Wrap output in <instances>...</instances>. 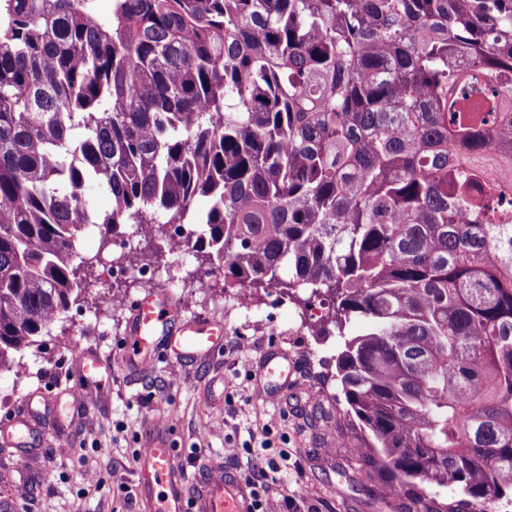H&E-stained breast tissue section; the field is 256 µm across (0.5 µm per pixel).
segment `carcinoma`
<instances>
[{"mask_svg":"<svg viewBox=\"0 0 512 512\" xmlns=\"http://www.w3.org/2000/svg\"><path fill=\"white\" fill-rule=\"evenodd\" d=\"M93 3L0 0V371L84 289L88 226L165 238L203 197L224 287L347 337L382 500L512 496V0Z\"/></svg>","mask_w":512,"mask_h":512,"instance_id":"obj_1","label":"carcinoma"}]
</instances>
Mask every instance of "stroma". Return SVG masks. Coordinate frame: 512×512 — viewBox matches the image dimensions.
I'll use <instances>...</instances> for the list:
<instances>
[{
	"instance_id": "1",
	"label": "stroma",
	"mask_w": 512,
	"mask_h": 512,
	"mask_svg": "<svg viewBox=\"0 0 512 512\" xmlns=\"http://www.w3.org/2000/svg\"><path fill=\"white\" fill-rule=\"evenodd\" d=\"M205 273L189 261L173 294L183 315L223 325L218 352L175 359L160 351L130 368L129 303L166 283L129 276L112 307L98 309L94 296H79L49 335L0 371V396L15 412L39 390L76 389L85 399L67 414L46 413L32 457L0 455V498H16L18 512H151L125 490L135 482L139 448L163 423L189 475L187 502L210 478L274 461L283 478L263 489L264 512H391L388 503L370 501L351 467V439L338 423L339 385L313 372L320 365L335 370L344 338L315 335L321 320L312 309L276 293L256 294L253 312H245L232 293L202 285ZM74 335L105 363L102 379L85 380L66 358ZM276 341L295 367L296 386L284 393L256 369ZM20 469L32 474L23 494L14 483Z\"/></svg>"
}]
</instances>
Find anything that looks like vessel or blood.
I'll return each instance as SVG.
<instances>
[{
	"label": "vessel or blood",
	"mask_w": 512,
	"mask_h": 512,
	"mask_svg": "<svg viewBox=\"0 0 512 512\" xmlns=\"http://www.w3.org/2000/svg\"><path fill=\"white\" fill-rule=\"evenodd\" d=\"M224 336L222 326L182 316L173 296L159 291L139 300L129 319L128 339L140 360L152 358L158 343H165L173 357L182 358L213 352ZM263 375L278 383L280 390L292 385L280 347H273L261 366ZM60 397L40 395L37 404H26L22 412L0 420V445L23 453L28 435L36 430L39 408H54ZM188 479L167 431L150 435L140 452L137 493L155 503L156 512H250L246 486L236 477L205 484L195 507H188L183 487Z\"/></svg>",
	"instance_id": "b4317fda"
}]
</instances>
